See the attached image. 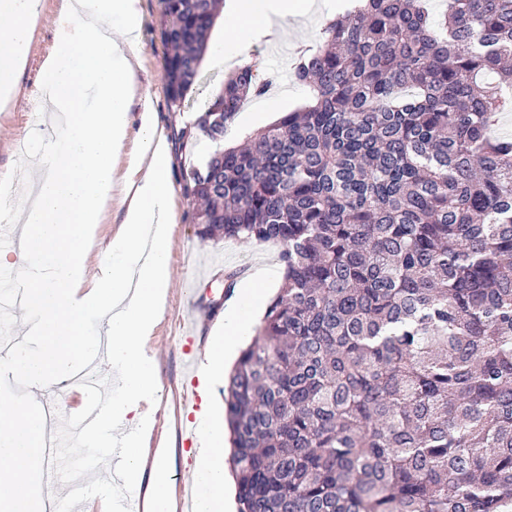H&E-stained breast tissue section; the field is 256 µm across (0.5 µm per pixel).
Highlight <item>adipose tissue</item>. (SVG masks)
Wrapping results in <instances>:
<instances>
[{"mask_svg": "<svg viewBox=\"0 0 512 512\" xmlns=\"http://www.w3.org/2000/svg\"><path fill=\"white\" fill-rule=\"evenodd\" d=\"M38 9L39 0H0V110L16 98ZM317 10L313 0H228L233 23L224 29V42L275 39L289 20ZM139 31L138 0H75L58 24L43 74L61 120L20 216V274L27 310L38 322V347L18 348L10 360L15 372L35 382L61 380L95 348L87 325L99 322L112 338V363L124 373V387L108 405L109 417L119 419L137 411L155 388L142 341L152 335L170 285L169 147L150 113H142L138 131L142 174L120 177L115 167L128 138L129 102L138 91L132 56ZM117 199L125 206L123 224L97 273L88 274L97 228ZM242 289L225 303L220 334L207 348L206 377L223 372L227 356L251 331L264 286L248 281ZM0 422L7 427L0 438V512H44L43 416L0 391ZM205 439L207 452L197 468L209 489L203 512H236L222 420L207 422Z\"/></svg>", "mask_w": 512, "mask_h": 512, "instance_id": "obj_1", "label": "adipose tissue"}]
</instances>
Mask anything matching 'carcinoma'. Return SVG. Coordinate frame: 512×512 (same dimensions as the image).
<instances>
[{
  "instance_id": "obj_1",
  "label": "carcinoma",
  "mask_w": 512,
  "mask_h": 512,
  "mask_svg": "<svg viewBox=\"0 0 512 512\" xmlns=\"http://www.w3.org/2000/svg\"><path fill=\"white\" fill-rule=\"evenodd\" d=\"M221 0H161L169 99ZM303 107L181 176L203 239L281 244L225 387L238 512H512V0H357ZM254 65L191 124L227 130Z\"/></svg>"
}]
</instances>
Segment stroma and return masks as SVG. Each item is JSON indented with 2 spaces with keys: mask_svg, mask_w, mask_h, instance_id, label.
I'll list each match as a JSON object with an SVG mask.
<instances>
[{
  "mask_svg": "<svg viewBox=\"0 0 512 512\" xmlns=\"http://www.w3.org/2000/svg\"><path fill=\"white\" fill-rule=\"evenodd\" d=\"M139 9L141 29L136 56L141 92L129 108L130 128L138 130L142 113L152 114L157 126L167 133L174 180L169 253L171 282L153 335L155 344L148 351L155 363L157 381L151 398L165 419L161 442L171 448L175 445V426L182 414L175 403L173 389L180 382L184 363L180 344L169 338L173 322L188 313L201 316L210 301L221 296L225 275L230 271L245 269L247 277L270 284L274 289L280 288L283 276L279 243L234 239L204 241L198 237L193 221L194 207L183 196L179 180L183 172L204 164L212 144L202 136L182 143L177 137L178 121L199 115L211 97L223 88L225 78L243 61L259 64L262 77L272 79L273 84L264 96L255 99L251 109L238 112L224 134L225 145L241 143L248 133L302 107L306 92L292 79V62L303 45L318 41L321 25L314 17L294 22L278 41L253 39L242 47L238 58L221 65L201 63L195 83L180 106L175 107L168 100L163 78L167 48L159 27V0H139ZM60 11L58 0H40V15L19 78L17 100L8 109L0 111V176L33 164L31 154L17 150L16 143L20 138H30L37 144L49 136L41 124L39 95L44 89L41 67L54 49Z\"/></svg>",
  "mask_w": 512,
  "mask_h": 512,
  "instance_id": "obj_1",
  "label": "stroma"
}]
</instances>
